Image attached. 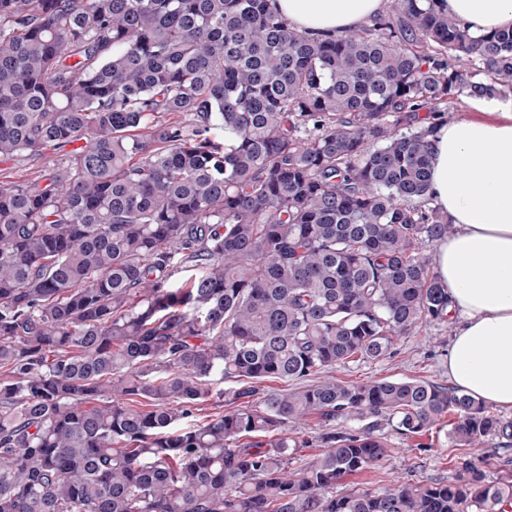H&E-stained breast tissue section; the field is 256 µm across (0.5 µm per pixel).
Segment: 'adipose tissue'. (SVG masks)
I'll return each mask as SVG.
<instances>
[{
	"instance_id": "1",
	"label": "adipose tissue",
	"mask_w": 512,
	"mask_h": 512,
	"mask_svg": "<svg viewBox=\"0 0 512 512\" xmlns=\"http://www.w3.org/2000/svg\"><path fill=\"white\" fill-rule=\"evenodd\" d=\"M471 32L512 27V0H447ZM296 30L343 34L389 0H270ZM429 195L454 231L436 244L435 273L455 317L446 353L451 382L512 410V108L462 116L429 136Z\"/></svg>"
}]
</instances>
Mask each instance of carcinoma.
Masks as SVG:
<instances>
[{
    "mask_svg": "<svg viewBox=\"0 0 512 512\" xmlns=\"http://www.w3.org/2000/svg\"><path fill=\"white\" fill-rule=\"evenodd\" d=\"M510 93L512 28L447 0L336 37L268 0H0V161L80 143L0 184V512H512L511 419L335 376L448 321L427 136ZM447 417L454 447L496 441V480L460 456L452 481L334 492L390 461L384 429Z\"/></svg>",
    "mask_w": 512,
    "mask_h": 512,
    "instance_id": "carcinoma-1",
    "label": "carcinoma"
}]
</instances>
